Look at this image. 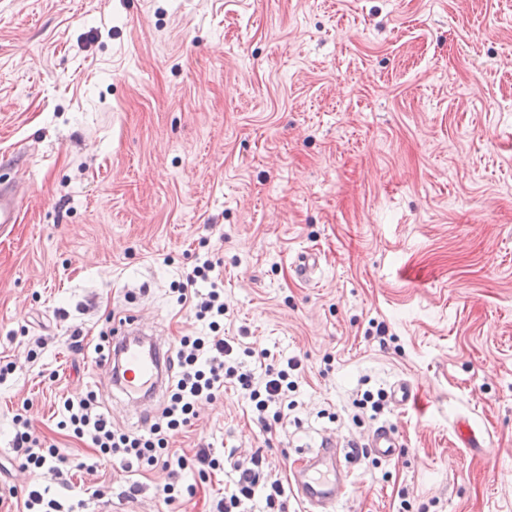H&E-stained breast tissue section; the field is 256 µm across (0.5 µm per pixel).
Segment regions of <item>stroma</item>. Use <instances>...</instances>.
Masks as SVG:
<instances>
[{"instance_id":"35a3bbf8","label":"stroma","mask_w":512,"mask_h":512,"mask_svg":"<svg viewBox=\"0 0 512 512\" xmlns=\"http://www.w3.org/2000/svg\"><path fill=\"white\" fill-rule=\"evenodd\" d=\"M1 183L25 198L0 227V512L34 487L63 512H213L224 473L185 471L195 495L167 505L166 472L58 426L93 390L144 430L165 392L128 402L94 347L131 315L169 347L199 330L172 288L206 258L225 335L303 370L272 435L229 384L178 453L259 451L284 477L385 424L396 455L354 460L338 512H512V0H0ZM401 381L406 406L355 407ZM26 410L64 476L15 464Z\"/></svg>"}]
</instances>
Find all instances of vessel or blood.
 Wrapping results in <instances>:
<instances>
[{"label":"vessel or blood","instance_id":"obj_1","mask_svg":"<svg viewBox=\"0 0 512 512\" xmlns=\"http://www.w3.org/2000/svg\"><path fill=\"white\" fill-rule=\"evenodd\" d=\"M22 194L13 184L0 185V226L19 220ZM136 316L114 328L108 343V354L100 358L101 367L119 365L124 371L117 383L131 395L154 391L163 371V353L140 341L129 340L130 327L136 326ZM367 448L374 454L390 458L400 443L393 432L377 428L367 439ZM351 454L332 441L324 442L309 455L296 460L290 475V484L309 512H336L348 485L352 484Z\"/></svg>","mask_w":512,"mask_h":512}]
</instances>
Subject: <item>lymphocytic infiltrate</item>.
<instances>
[{
  "instance_id": "1",
  "label": "lymphocytic infiltrate",
  "mask_w": 512,
  "mask_h": 512,
  "mask_svg": "<svg viewBox=\"0 0 512 512\" xmlns=\"http://www.w3.org/2000/svg\"><path fill=\"white\" fill-rule=\"evenodd\" d=\"M202 283L207 284V293L199 292ZM177 292L179 303L190 306L196 320L206 322L208 332L203 336H179L169 351L167 401L147 430L133 433L116 428L93 391L63 400L60 427L78 439L90 441L99 459L118 464L125 471L151 467L167 472V482L157 489L166 504L183 496L178 476L193 467L203 478L217 470L234 475L215 512H242L245 501L252 499L259 488L265 492L270 512H288L284 484L266 473L262 454L242 458L232 449L218 454L212 448L201 447L189 458L171 451L169 444L174 436L194 425L199 406L213 401L228 383L235 384L248 399L252 419L260 431L271 433L286 416L288 394L297 387L295 375L302 369L301 360L292 358L277 364L261 350L254 354L258 371L241 368L235 343L224 334V281L212 260L196 264L178 284ZM13 423L12 447L21 469L62 475L65 457L36 435L31 417L19 414Z\"/></svg>"
}]
</instances>
